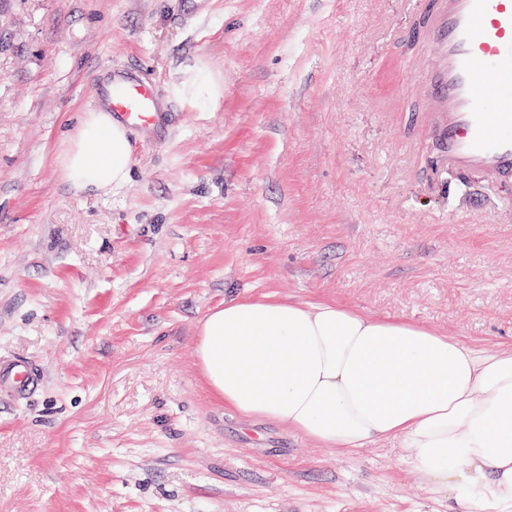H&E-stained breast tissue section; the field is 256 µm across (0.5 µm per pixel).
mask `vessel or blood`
Instances as JSON below:
<instances>
[{
  "label": "vessel or blood",
  "instance_id": "1",
  "mask_svg": "<svg viewBox=\"0 0 512 512\" xmlns=\"http://www.w3.org/2000/svg\"><path fill=\"white\" fill-rule=\"evenodd\" d=\"M423 40L435 54L412 68L402 90L422 86L430 109L422 121L435 139L436 162L460 177L512 181V0H422ZM95 101L130 128L153 130L167 107L153 83L131 69L109 68ZM41 370L24 357L0 361V390L28 399Z\"/></svg>",
  "mask_w": 512,
  "mask_h": 512
}]
</instances>
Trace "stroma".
<instances>
[{"label":"stroma","instance_id":"obj_1","mask_svg":"<svg viewBox=\"0 0 512 512\" xmlns=\"http://www.w3.org/2000/svg\"><path fill=\"white\" fill-rule=\"evenodd\" d=\"M0 0V512H456L397 441L344 452L208 392L225 298L337 302L512 345V186L434 169L413 0ZM174 116L122 186L57 156L108 65ZM207 73L215 100L174 87ZM42 371L24 357L0 361V391L27 400L40 386Z\"/></svg>","mask_w":512,"mask_h":512}]
</instances>
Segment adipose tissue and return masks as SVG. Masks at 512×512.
<instances>
[{
    "label": "adipose tissue",
    "instance_id": "adipose-tissue-1",
    "mask_svg": "<svg viewBox=\"0 0 512 512\" xmlns=\"http://www.w3.org/2000/svg\"><path fill=\"white\" fill-rule=\"evenodd\" d=\"M128 129L99 110L60 155L68 182L125 183ZM212 396L327 448L399 441L420 481L460 512H512V346L471 347L337 303L230 298L197 324Z\"/></svg>",
    "mask_w": 512,
    "mask_h": 512
}]
</instances>
